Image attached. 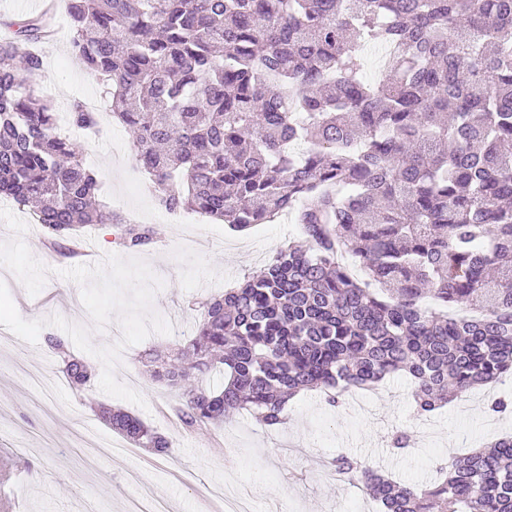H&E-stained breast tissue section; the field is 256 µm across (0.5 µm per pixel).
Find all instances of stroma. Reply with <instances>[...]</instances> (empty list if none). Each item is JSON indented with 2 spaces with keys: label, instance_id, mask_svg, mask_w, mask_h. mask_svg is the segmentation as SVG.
Listing matches in <instances>:
<instances>
[{
  "label": "stroma",
  "instance_id": "stroma-1",
  "mask_svg": "<svg viewBox=\"0 0 512 512\" xmlns=\"http://www.w3.org/2000/svg\"><path fill=\"white\" fill-rule=\"evenodd\" d=\"M53 41L39 48L40 89L55 112L73 100L107 106L102 81L72 52L65 11L56 14ZM84 147L83 161L97 176L102 201L125 216L156 227L154 243L128 251L108 226L86 236L101 259L85 269L50 257L43 232L27 207L0 198V470L16 512H132L135 504L165 512H202L212 489L245 492L250 512H364L380 507L356 480L331 475V460L358 457L410 486L433 481L454 457L512 435V414L488 411L489 395L512 398V376L477 387L443 408L417 414L413 385L396 374L371 393L346 394L331 406L323 390L289 402L278 428L259 429L240 413L224 426L185 433L166 407L175 394L156 381L140 354L173 340L172 328L194 323L193 305L223 293L266 265L277 251L300 242L297 224H256L243 231L195 212L170 223L147 179L120 158L131 136L119 122L93 136L63 127ZM68 337L77 356L96 370L91 390L75 389L45 344L47 334ZM123 408L172 441L169 456L139 448L102 455L86 434L115 444L123 438L100 420L95 404ZM414 443L397 454L395 429Z\"/></svg>",
  "mask_w": 512,
  "mask_h": 512
}]
</instances>
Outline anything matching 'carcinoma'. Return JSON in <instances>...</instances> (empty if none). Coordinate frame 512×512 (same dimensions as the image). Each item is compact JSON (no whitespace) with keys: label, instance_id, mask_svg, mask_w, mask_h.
Segmentation results:
<instances>
[{"label":"carcinoma","instance_id":"1","mask_svg":"<svg viewBox=\"0 0 512 512\" xmlns=\"http://www.w3.org/2000/svg\"><path fill=\"white\" fill-rule=\"evenodd\" d=\"M76 56L97 72L136 166L168 211L231 228L295 207L304 241L197 303L174 353L143 366L178 392L185 432L247 410L285 421L290 399L412 378L417 413L512 374V0H65ZM55 14L15 23L0 40V196L30 205L57 246L109 220L116 243L156 238L115 211L104 217L84 148L57 130L36 88ZM384 50L366 79L360 51ZM71 126L97 134L75 100ZM358 258L367 279L342 262ZM440 305L431 308L424 297ZM475 312L452 318L448 306ZM72 386L95 369L49 335ZM216 368L220 390L199 385ZM98 416L161 458L168 436L121 409ZM413 436L397 429L400 453ZM382 512H512V436L410 487L353 456Z\"/></svg>","mask_w":512,"mask_h":512}]
</instances>
